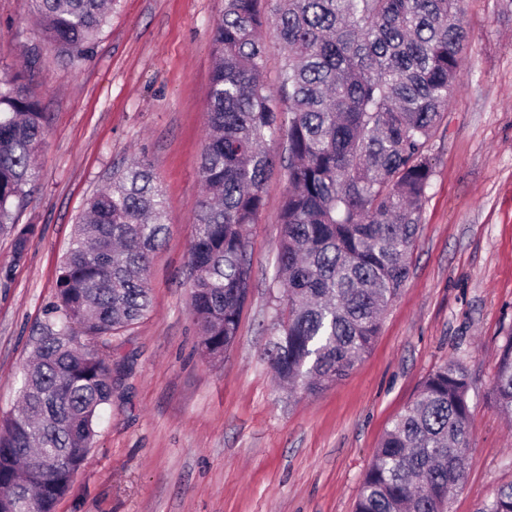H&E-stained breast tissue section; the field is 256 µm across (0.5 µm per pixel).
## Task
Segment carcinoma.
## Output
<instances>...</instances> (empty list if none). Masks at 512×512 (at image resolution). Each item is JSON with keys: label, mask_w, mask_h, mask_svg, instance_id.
I'll use <instances>...</instances> for the list:
<instances>
[{"label": "carcinoma", "mask_w": 512, "mask_h": 512, "mask_svg": "<svg viewBox=\"0 0 512 512\" xmlns=\"http://www.w3.org/2000/svg\"><path fill=\"white\" fill-rule=\"evenodd\" d=\"M114 0H27L61 53L87 55ZM462 0H224L214 25L205 194L193 204L186 262L201 350L236 342L252 288L248 236L285 130L288 190L278 214V285L286 316L267 352L276 377L317 394L370 352L410 272L432 169L427 157L462 68ZM285 54L277 91L264 72L267 34ZM46 113L23 76H0V234L23 260L32 224L14 209L36 181ZM165 198L150 163L112 174L78 217L61 260L53 317L41 328L17 412L0 419V512H55L84 465L112 367L99 350L151 308L152 256L166 240ZM470 374L450 360L429 374L385 431L355 512H448L467 475ZM493 402L512 417V333ZM64 457L69 467L59 468ZM478 512H512V484Z\"/></svg>", "instance_id": "obj_1"}]
</instances>
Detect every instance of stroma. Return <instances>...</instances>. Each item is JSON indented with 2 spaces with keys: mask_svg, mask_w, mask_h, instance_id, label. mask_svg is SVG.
Here are the masks:
<instances>
[{
  "mask_svg": "<svg viewBox=\"0 0 512 512\" xmlns=\"http://www.w3.org/2000/svg\"><path fill=\"white\" fill-rule=\"evenodd\" d=\"M459 84L428 151L410 275L370 352L322 392H291L265 350L281 332L276 280L284 168L249 235L251 295L223 359L200 348L182 271L202 191L212 29L224 0H117L92 53L39 36L25 0H0V71H23L47 114L39 178L15 211L35 225L24 261L0 235V416L14 411L77 217L112 173L149 160L167 239L150 313L114 336L112 398L56 512H354L374 449L423 380L448 360L471 378L468 478L449 512H477L512 483V422L490 394L512 332V0H463Z\"/></svg>",
  "mask_w": 512,
  "mask_h": 512,
  "instance_id": "35a3bbf8",
  "label": "stroma"
}]
</instances>
